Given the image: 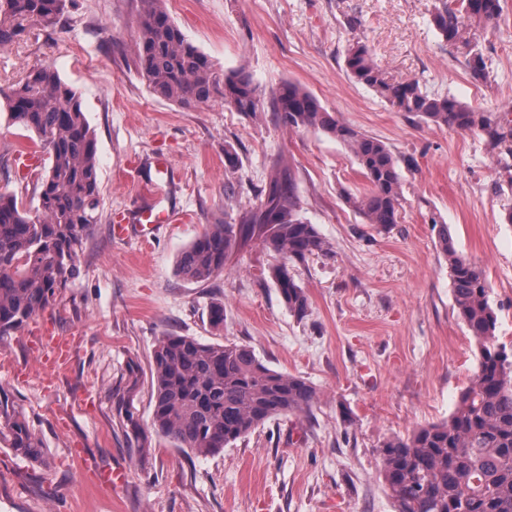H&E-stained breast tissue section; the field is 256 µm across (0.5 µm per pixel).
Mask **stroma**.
Instances as JSON below:
<instances>
[{
	"mask_svg": "<svg viewBox=\"0 0 512 512\" xmlns=\"http://www.w3.org/2000/svg\"><path fill=\"white\" fill-rule=\"evenodd\" d=\"M433 2L166 0L187 40L218 72H251L261 100L297 84L396 158H416L403 174L399 222L386 230L346 204L345 194H365L369 183L335 139L218 97L185 109L154 95L134 64L139 0H67L56 27L0 46V87L50 63L76 90L103 198L79 275L0 342V400L25 415L46 448L37 464L0 445V512H394L378 476L381 443L446 420L478 364L433 220L484 269L498 340L512 346V224L502 221L512 187L497 183L498 156L482 133L397 111L343 71L358 38L394 80L486 111L512 106V0H502L495 28L471 32L491 61L485 83L437 37ZM33 146L8 127L0 99V193L29 204L34 177L16 155ZM278 158L295 174L301 215L331 249L292 269L308 297L302 317L269 276L278 255L260 242L209 280L177 270L208 225L238 223L258 204ZM150 203L177 220L148 241L113 237L112 225L133 223ZM216 303L224 306L217 329L209 324ZM167 334L247 344L270 369L310 382L318 401L220 455L183 451L153 427L150 361ZM42 336L68 339L65 369H44ZM78 451L122 470V485L95 488L75 465Z\"/></svg>",
	"mask_w": 512,
	"mask_h": 512,
	"instance_id": "35a3bbf8",
	"label": "stroma"
}]
</instances>
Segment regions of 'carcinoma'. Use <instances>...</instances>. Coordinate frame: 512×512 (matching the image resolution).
Wrapping results in <instances>:
<instances>
[{"label": "carcinoma", "mask_w": 512, "mask_h": 512, "mask_svg": "<svg viewBox=\"0 0 512 512\" xmlns=\"http://www.w3.org/2000/svg\"><path fill=\"white\" fill-rule=\"evenodd\" d=\"M136 68L157 96L190 108L221 94L224 103L245 114L259 110L257 87L243 69L220 74L185 38L163 0H139ZM66 0H0V46L28 27H55ZM501 0H436L431 24L443 43L460 52L476 82L490 77L482 46L471 26H493ZM345 69L389 106L457 132L480 131L491 149L512 154V107L477 110L449 96L424 91L416 80L392 82L376 64L369 46L357 39L345 54ZM0 96L8 126L35 135L46 154L38 205L26 206L0 194V340L50 307L79 275V254L100 219L97 147L77 92L52 65L40 64ZM272 111L290 130L316 129L353 154L370 184L362 196L345 200L366 223L387 229L399 223L400 166L417 167L414 157L396 159L377 138L341 122L297 84L273 95ZM436 225L440 250L448 261L457 316L479 349L477 369L458 395L447 420L407 437L393 436L379 446L380 477L395 512H512V348L496 344L497 315L489 284L476 261L459 252L448 225ZM260 241L281 258L270 277L288 308L306 314L308 298L290 264L329 253L315 225L299 215L290 170L274 168L260 202L239 223L212 224L180 255L178 272L206 281L224 271L240 246ZM157 431L197 456H214L265 422L307 413L317 400L305 379L268 368L250 346L205 343L191 336L161 337L151 364ZM0 442L41 460L43 443L25 416L0 401Z\"/></svg>", "instance_id": "carcinoma-1"}]
</instances>
